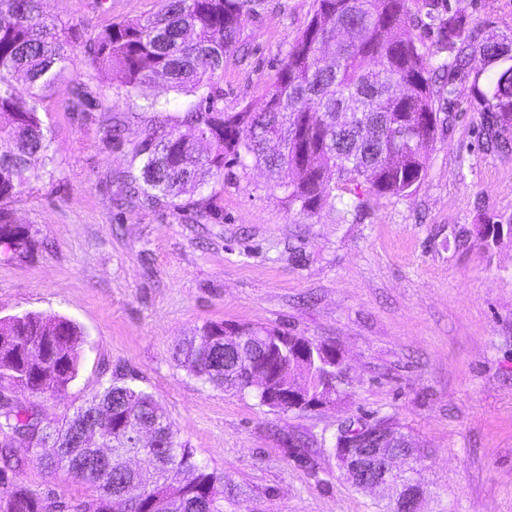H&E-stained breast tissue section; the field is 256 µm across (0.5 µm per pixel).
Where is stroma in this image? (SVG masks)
<instances>
[{"mask_svg":"<svg viewBox=\"0 0 512 512\" xmlns=\"http://www.w3.org/2000/svg\"><path fill=\"white\" fill-rule=\"evenodd\" d=\"M467 27L512 46V0H448ZM158 0H44L81 35L79 119L63 96L41 114L52 164L8 202L35 245L0 254V319L25 312L68 318L87 343L62 393L33 396L53 425L117 378L154 395L197 458L234 489L224 512H386L389 491L343 476L330 441L352 421L391 418L420 448L422 512H512V233L488 245L486 224L512 225V151L483 145L473 90L482 57L440 78L454 121L436 133L427 176L407 197L345 194L361 214L290 211L261 169L223 179L179 207L126 203L135 152L159 126L182 125L200 97L165 81L133 100L92 64L98 34L148 16ZM313 0H264L245 15L224 64L222 105L262 102ZM161 101L145 109L146 100ZM123 129L111 136L112 124ZM260 323L335 344L349 379L325 409L280 413L253 393L202 384L178 367L174 345L204 324ZM299 437L309 460L288 455ZM18 476L76 500L87 486L45 472L36 453Z\"/></svg>","mask_w":512,"mask_h":512,"instance_id":"1","label":"stroma"}]
</instances>
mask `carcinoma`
<instances>
[{"mask_svg":"<svg viewBox=\"0 0 512 512\" xmlns=\"http://www.w3.org/2000/svg\"><path fill=\"white\" fill-rule=\"evenodd\" d=\"M261 0H159L145 19L112 24L97 37L94 58L126 96L161 78L181 93L200 94L187 113L194 133L156 128L139 145L141 177L134 192L145 202L170 204L202 191L232 164L264 168L288 207L307 216L343 197L332 184L365 183L376 195H410L427 175L439 122L433 75L452 71L479 55L495 65L485 88L474 79L483 106L486 143L507 148L512 122V50L492 36L466 28L458 14L435 0L429 22L409 12L407 0H314L310 18L289 46L259 108L226 112L217 106L223 91L224 60L238 51L243 16ZM437 30V63L417 46L414 29ZM75 27L45 15L43 0H0V201L20 193L35 161L53 162L40 116L50 93L68 86L70 109L78 111L84 90L65 84L77 64ZM31 245L27 228L0 207V247L21 252ZM229 325L205 324L174 349L186 372L215 389L240 376L238 349L224 340ZM255 337L250 351L262 353V336L275 329L247 324ZM85 339L76 323L26 312L0 321V512H224V472L201 463L178 430L154 414L153 395L118 380L98 391L73 416L51 428L36 406L22 397L48 389L63 391L78 375ZM139 420L156 426L157 447H135L127 430L128 402ZM100 430L107 458L79 434ZM24 431L38 442L41 464L55 476L83 482L91 493L77 502L53 491L35 492L15 482L27 458L15 453L11 435ZM146 456L149 470L130 472L129 454Z\"/></svg>","mask_w":512,"mask_h":512,"instance_id":"1","label":"carcinoma"}]
</instances>
